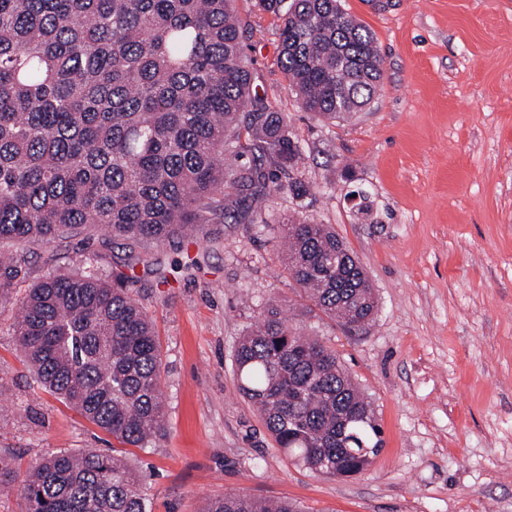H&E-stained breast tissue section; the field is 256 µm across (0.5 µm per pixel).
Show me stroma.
<instances>
[{
    "mask_svg": "<svg viewBox=\"0 0 512 512\" xmlns=\"http://www.w3.org/2000/svg\"><path fill=\"white\" fill-rule=\"evenodd\" d=\"M375 36L383 86L350 119L304 112L256 0H234L258 93L285 113L307 195L272 191L267 219L305 210L363 265L378 311L360 331L304 313L274 232L207 224L146 248L72 236L18 245L0 300V455L28 466L96 449L142 470L151 512L247 494L302 512H512V0H342ZM365 193L369 213L353 192ZM124 286L161 343L166 432L119 442L39 388L13 334L29 288L57 274ZM277 300L335 349L373 403L384 446L366 473L315 475L240 394L234 350Z\"/></svg>",
    "mask_w": 512,
    "mask_h": 512,
    "instance_id": "stroma-1",
    "label": "stroma"
}]
</instances>
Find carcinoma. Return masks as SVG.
Returning <instances> with one entry per match:
<instances>
[{
	"instance_id": "carcinoma-1",
	"label": "carcinoma",
	"mask_w": 512,
	"mask_h": 512,
	"mask_svg": "<svg viewBox=\"0 0 512 512\" xmlns=\"http://www.w3.org/2000/svg\"><path fill=\"white\" fill-rule=\"evenodd\" d=\"M233 0H0V299L22 266L9 249L98 226L134 244L210 222L267 225L270 185L307 194L283 113L253 94ZM279 32L278 68L301 108L331 123L366 107L383 78L372 32L340 0H257ZM276 231L288 271L349 329L377 301L327 224L299 213ZM15 335L39 385L137 447L163 434L154 325L125 289L84 275L29 290ZM239 390L278 447L313 473L351 477L383 447L368 397L336 350L303 336L276 302L234 351ZM24 512H149L144 477L106 453H52L17 485ZM202 512H300L226 494Z\"/></svg>"
}]
</instances>
